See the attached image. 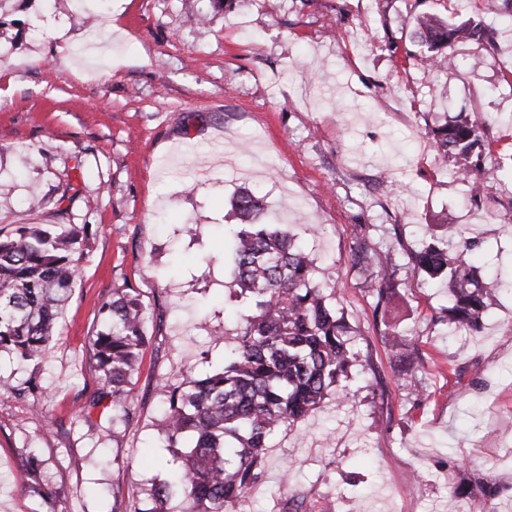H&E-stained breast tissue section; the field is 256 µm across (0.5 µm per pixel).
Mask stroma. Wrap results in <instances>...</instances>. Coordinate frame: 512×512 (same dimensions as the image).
I'll return each instance as SVG.
<instances>
[{"label": "stroma", "instance_id": "1", "mask_svg": "<svg viewBox=\"0 0 512 512\" xmlns=\"http://www.w3.org/2000/svg\"><path fill=\"white\" fill-rule=\"evenodd\" d=\"M426 12L492 24L495 43L456 45L453 67L426 68L410 40ZM508 52L504 0H7L0 231L65 222L89 239L38 368L40 410L18 394L30 366L0 357V512H110L116 499L140 512L174 471L156 428L168 395L235 345L228 226L243 187L315 257L356 358L320 410L270 436L243 512H447L452 497L460 512H512V291L481 333L452 336L447 289L408 260L445 221L486 239L474 256L484 279L512 274V168H486L470 204L429 136L479 112L487 151L512 157ZM362 224L399 265L386 326L350 258ZM127 286L148 306L149 344L116 441L110 402L77 409L98 387L88 343L100 307ZM32 455L56 499L24 484Z\"/></svg>", "mask_w": 512, "mask_h": 512}]
</instances>
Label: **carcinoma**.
I'll list each match as a JSON object with an SVG mask.
<instances>
[{
	"mask_svg": "<svg viewBox=\"0 0 512 512\" xmlns=\"http://www.w3.org/2000/svg\"><path fill=\"white\" fill-rule=\"evenodd\" d=\"M420 57L431 63L448 59L461 41H494L495 30L481 22L451 23L426 16L418 23ZM485 122L459 112L430 132L441 161L452 158L455 174L468 180L480 199L484 175L472 158L484 148ZM236 220L232 237V287L244 298L237 342L211 373L185 376L169 393L158 433L179 465L174 477L152 484L148 507L168 512L173 496L182 512H237L259 480L267 440L277 429L318 408L342 379L349 378L355 355L344 315L314 278L315 258L280 224L262 220L263 198L243 188L232 200ZM87 230L72 224H21L0 233V352L19 363L41 361L56 340V320L79 275ZM477 237L445 225L409 255L415 271L447 284L449 306L443 320L454 333H477L495 299V288L477 276L470 256ZM354 266L369 273L375 288L373 316L386 310L396 294V263L360 229L351 251ZM103 326L90 340L100 397L112 398V438L132 420L129 386L139 372L149 342L148 308L133 288H118L100 308ZM28 486L43 498L47 487L43 461L27 459Z\"/></svg>",
	"mask_w": 512,
	"mask_h": 512,
	"instance_id": "1",
	"label": "carcinoma"
}]
</instances>
